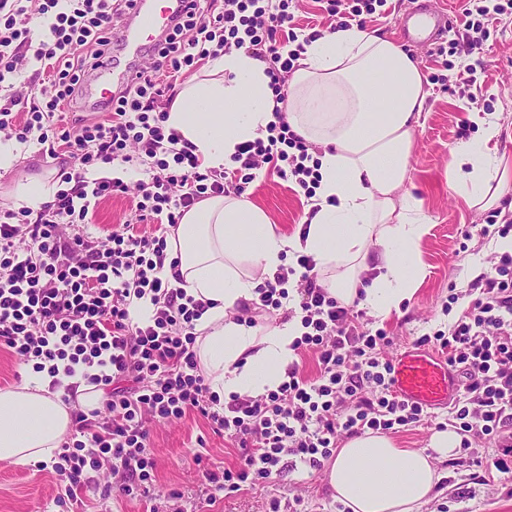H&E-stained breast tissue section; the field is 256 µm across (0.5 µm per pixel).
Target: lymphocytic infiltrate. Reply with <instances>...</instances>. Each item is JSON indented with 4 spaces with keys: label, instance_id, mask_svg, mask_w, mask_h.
<instances>
[{
    "label": "lymphocytic infiltrate",
    "instance_id": "lymphocytic-infiltrate-1",
    "mask_svg": "<svg viewBox=\"0 0 512 512\" xmlns=\"http://www.w3.org/2000/svg\"><path fill=\"white\" fill-rule=\"evenodd\" d=\"M131 0H0V84L16 91L0 103V131L46 154L68 157L53 202L38 212L0 208V346L73 398L74 377L102 386L101 408L72 413V432L52 469L64 496L76 500L89 474L110 464L122 494L148 493L155 461L147 451L149 426L199 412L242 450L236 468L207 472L211 493L231 494L280 473L284 466H320L340 435L389 432L418 423L426 412L391 391L394 340L366 328L363 314L330 296L311 258L280 267L260 286L257 301L238 321L255 326L256 312L300 316L295 347L315 354L318 374L289 366L276 390L221 401L195 351L196 322L208 304L187 297L163 275L165 233L115 231L99 241L84 229L100 201L126 192L122 179L102 176L107 166L144 165L135 207L140 220L171 227L200 200L243 194L248 171L273 169L313 198L319 162L296 134L281 105L288 81L319 30L293 29L295 0H191L186 14L154 48L136 81L117 93L107 118L76 115L85 77L112 44V21ZM488 7L466 0L465 54L487 39ZM232 50L267 67L279 104L265 134L238 146L230 167H203L194 146L166 127V113L186 70ZM299 276L296 293L287 285ZM472 300L447 331L423 334L418 344L448 356L460 377L450 425L482 439L512 426V254L498 274L475 280ZM153 307L144 320L141 304Z\"/></svg>",
    "mask_w": 512,
    "mask_h": 512
}]
</instances>
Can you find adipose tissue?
I'll return each instance as SVG.
<instances>
[{
    "instance_id": "obj_1",
    "label": "adipose tissue",
    "mask_w": 512,
    "mask_h": 512,
    "mask_svg": "<svg viewBox=\"0 0 512 512\" xmlns=\"http://www.w3.org/2000/svg\"><path fill=\"white\" fill-rule=\"evenodd\" d=\"M268 83L264 63L243 50L225 54L207 78L183 85L165 124L195 146L205 167L223 169L240 143L273 121ZM291 88L288 120L321 150L318 210L306 235L278 234L264 211L232 196L197 203L170 235L168 254L179 259L186 294L210 304L197 322L195 349L224 399L266 395L296 360L299 317L260 335L230 316L256 300L258 287L286 262L312 257L331 296L361 301L381 318L399 311L422 277L418 248L429 226L401 193L426 108L418 65L392 41L350 26L307 45ZM477 124L478 137L450 151L448 185L472 203L498 207L507 166L488 144L500 127L489 114ZM61 395L47 373L34 370L21 386L0 390V461L51 462L73 409L93 410L102 400L83 381L75 405ZM461 443L452 428L435 432L425 449L369 432L337 450L327 481L348 512H417L443 478L436 460L452 457Z\"/></svg>"
}]
</instances>
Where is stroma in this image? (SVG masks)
Returning a JSON list of instances; mask_svg holds the SVG:
<instances>
[{
	"label": "stroma",
	"mask_w": 512,
	"mask_h": 512,
	"mask_svg": "<svg viewBox=\"0 0 512 512\" xmlns=\"http://www.w3.org/2000/svg\"><path fill=\"white\" fill-rule=\"evenodd\" d=\"M488 29L490 36L481 50L485 68L466 85L459 84L457 76L470 63V56L457 54L441 64L429 47L408 49L423 75L440 77L439 82L425 86L426 108L403 186L430 226L420 244L423 273L400 312L386 318L368 309L363 312L370 328L394 336L399 349L421 334L447 329L461 314L469 301L470 283L493 273L499 254L494 241L501 225L512 220L511 210L474 206L448 187L451 147L478 132L471 113L496 116L501 134L494 147L512 164V14L491 15ZM57 172L56 164L46 163L35 147H21L18 160L0 168V207L13 206L12 192L19 183L32 177L53 182ZM244 198L263 209L283 235L299 233L305 222L306 198L272 171H256ZM126 228L141 235L156 229L155 224L140 221L129 193L103 201L87 230L103 239ZM453 292L459 297L454 304L448 301ZM510 444L512 427L498 438L472 441L468 449L457 450L452 462H438V469L447 476L417 512H512V472L492 470L476 480L471 465L472 458L501 454L503 446ZM148 451L156 462L150 493L138 498L103 497V487L112 479L104 466L77 493L87 512H288L289 502L296 498L301 499L304 512H335L339 506L320 467L271 476L207 505L206 471L236 466L240 450L196 412L152 424ZM61 485L53 470L0 462V512H71V504L58 500Z\"/></svg>",
	"instance_id": "stroma-1"
}]
</instances>
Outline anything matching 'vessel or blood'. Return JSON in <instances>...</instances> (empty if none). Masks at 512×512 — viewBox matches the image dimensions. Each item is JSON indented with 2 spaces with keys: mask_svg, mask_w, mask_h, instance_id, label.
I'll return each instance as SVG.
<instances>
[{
  "mask_svg": "<svg viewBox=\"0 0 512 512\" xmlns=\"http://www.w3.org/2000/svg\"><path fill=\"white\" fill-rule=\"evenodd\" d=\"M186 0H134L132 14L136 19L124 36L125 61L106 60L86 79L83 100L100 108L110 102L117 88L136 80L145 50L183 14ZM450 11L427 4L400 17L396 33L406 45L426 44L433 33L452 25ZM392 390L410 404L435 409L448 406L457 396L459 379L445 357L416 344L400 350L393 363Z\"/></svg>",
  "mask_w": 512,
  "mask_h": 512,
  "instance_id": "1",
  "label": "vessel or blood"
}]
</instances>
